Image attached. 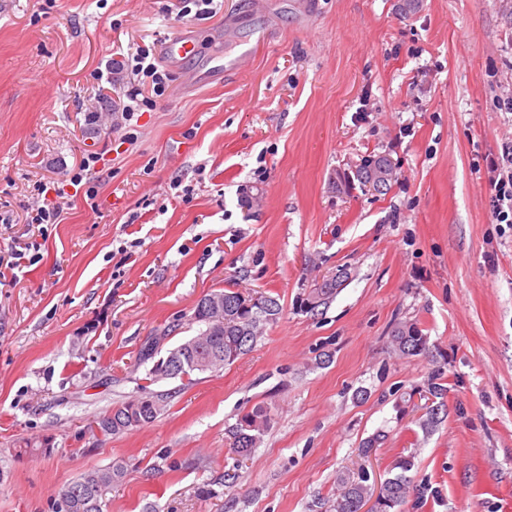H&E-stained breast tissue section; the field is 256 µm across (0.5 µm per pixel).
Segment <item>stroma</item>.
Segmentation results:
<instances>
[{
  "mask_svg": "<svg viewBox=\"0 0 512 512\" xmlns=\"http://www.w3.org/2000/svg\"><path fill=\"white\" fill-rule=\"evenodd\" d=\"M0 0V512H59L62 487L115 463L105 512H322L364 439L369 471L411 456L402 512H512V230L497 224L487 157L512 141V0ZM189 34L198 53L252 51L246 71L184 85L178 69L137 141L90 123L112 56ZM101 153L94 206L67 188L57 224L27 204ZM387 156L386 191L356 170ZM348 277L313 313L302 301ZM255 290L283 311L216 372L151 382L196 302ZM418 323L432 356L391 349ZM447 415L416 419L435 366ZM165 409L112 436L91 428L138 391ZM274 421L243 463L228 427ZM27 455H19L22 447Z\"/></svg>",
  "mask_w": 512,
  "mask_h": 512,
  "instance_id": "35a3bbf8",
  "label": "stroma"
}]
</instances>
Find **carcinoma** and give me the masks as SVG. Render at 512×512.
Returning a JSON list of instances; mask_svg holds the SVG:
<instances>
[{"label":"carcinoma","instance_id":"1","mask_svg":"<svg viewBox=\"0 0 512 512\" xmlns=\"http://www.w3.org/2000/svg\"><path fill=\"white\" fill-rule=\"evenodd\" d=\"M357 177L364 185H372L379 192L387 189L393 179V166L385 156L370 155L363 159ZM347 277L340 272L335 279L303 300L304 308L313 312L329 302L337 287ZM224 328L215 329L207 314L196 308L193 320L201 324L194 342L174 347L182 360L175 377L183 379L207 371L216 372L245 355L260 337L264 324L276 320L281 313L277 299L271 296L254 298L238 290H224ZM391 347L400 356L431 354L428 338L417 324L404 321L395 325L391 333ZM448 392L442 369L432 373L429 393L443 398ZM161 394L133 396L98 417L95 424L105 435H117L153 421L164 408ZM272 418L262 405L244 413L230 430L229 452L239 458L252 455L269 429ZM394 468L401 473L382 481L370 483V474L364 469H347L338 474L336 500L329 505L334 512H361L368 501H374L376 512H400L407 498L417 491V485L407 472L412 469L408 458L398 460ZM125 476L124 467L113 464L105 468H92L61 490L63 512H103L105 495L112 485Z\"/></svg>","mask_w":512,"mask_h":512}]
</instances>
